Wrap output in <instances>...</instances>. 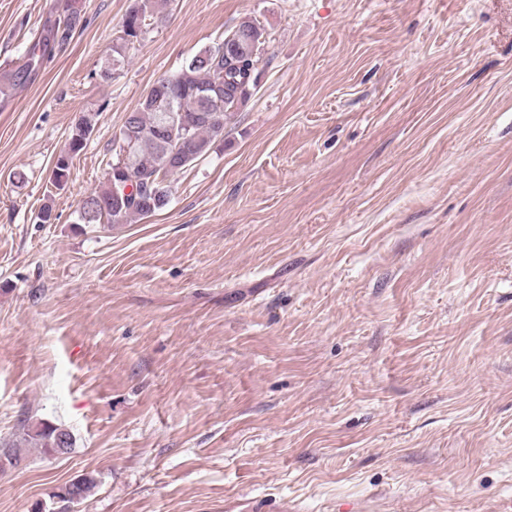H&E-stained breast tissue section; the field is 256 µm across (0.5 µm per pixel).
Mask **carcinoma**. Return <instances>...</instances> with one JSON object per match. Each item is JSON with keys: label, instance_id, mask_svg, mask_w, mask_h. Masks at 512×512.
Wrapping results in <instances>:
<instances>
[{"label": "carcinoma", "instance_id": "1", "mask_svg": "<svg viewBox=\"0 0 512 512\" xmlns=\"http://www.w3.org/2000/svg\"><path fill=\"white\" fill-rule=\"evenodd\" d=\"M158 8V0H136L123 21L125 45L138 41L147 19L156 16ZM82 22L81 10L73 0H64L58 18L22 63L0 72V95L8 96L27 84L46 57L70 43ZM265 44V29L245 17L222 41L155 81L120 129L129 146L125 169L135 191L117 200L112 181H106L80 200L79 220L84 224H128L165 208L171 196L170 177L206 155L212 140L224 133V120L251 97L257 86L258 55ZM94 129L92 115L82 116L72 128L67 156H58L53 168L57 187L67 184L72 160L85 148ZM30 439L55 454H66L73 446L71 433L52 425L41 426ZM94 487V478L86 476L65 486L56 498L80 502Z\"/></svg>", "mask_w": 512, "mask_h": 512}]
</instances>
